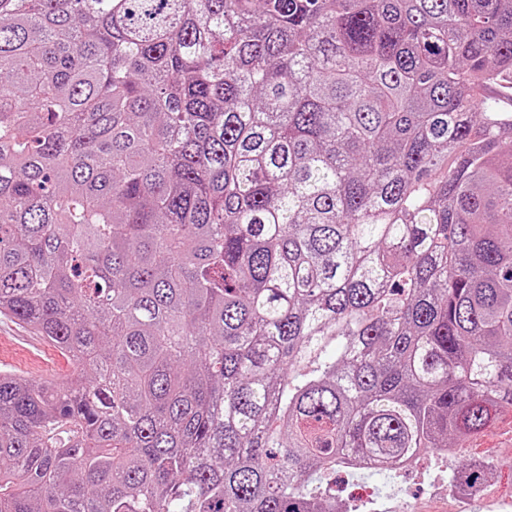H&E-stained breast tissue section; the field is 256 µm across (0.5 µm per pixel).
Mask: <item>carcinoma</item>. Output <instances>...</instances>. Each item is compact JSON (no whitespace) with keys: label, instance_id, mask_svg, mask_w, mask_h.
Returning a JSON list of instances; mask_svg holds the SVG:
<instances>
[{"label":"carcinoma","instance_id":"obj_1","mask_svg":"<svg viewBox=\"0 0 512 512\" xmlns=\"http://www.w3.org/2000/svg\"><path fill=\"white\" fill-rule=\"evenodd\" d=\"M512 0H0V512H336L512 418ZM494 466L454 481L480 492ZM33 335V331L22 322L0 317V370L36 382L60 379L67 375L70 366L59 349L42 336H38V347L29 345L24 336Z\"/></svg>","mask_w":512,"mask_h":512}]
</instances>
